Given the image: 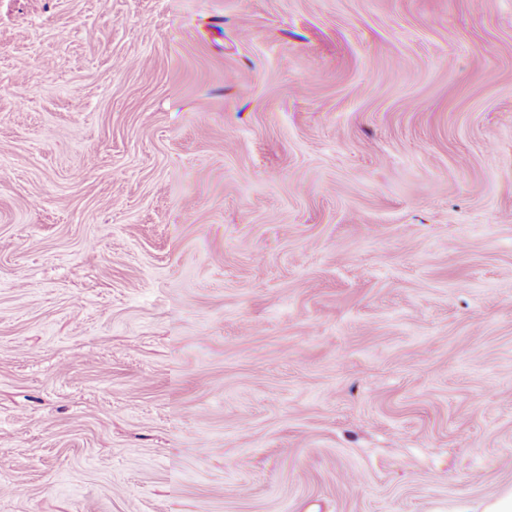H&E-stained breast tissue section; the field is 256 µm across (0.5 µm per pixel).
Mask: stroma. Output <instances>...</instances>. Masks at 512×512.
<instances>
[{
	"label": "stroma",
	"instance_id": "stroma-1",
	"mask_svg": "<svg viewBox=\"0 0 512 512\" xmlns=\"http://www.w3.org/2000/svg\"><path fill=\"white\" fill-rule=\"evenodd\" d=\"M511 489L512 0H0V512Z\"/></svg>",
	"mask_w": 512,
	"mask_h": 512
}]
</instances>
